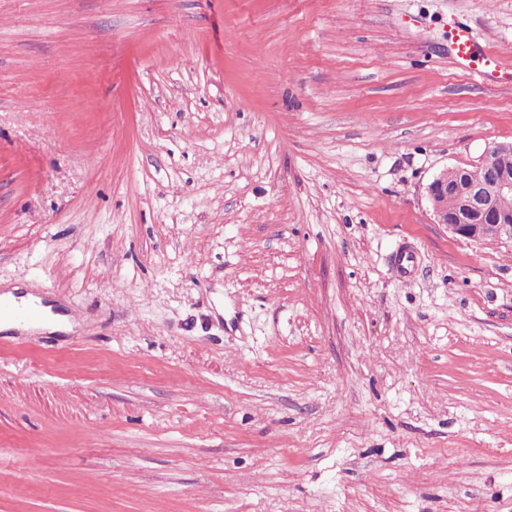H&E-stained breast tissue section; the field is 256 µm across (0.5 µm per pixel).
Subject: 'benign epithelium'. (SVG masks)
Masks as SVG:
<instances>
[{
  "instance_id": "obj_1",
  "label": "benign epithelium",
  "mask_w": 512,
  "mask_h": 512,
  "mask_svg": "<svg viewBox=\"0 0 512 512\" xmlns=\"http://www.w3.org/2000/svg\"><path fill=\"white\" fill-rule=\"evenodd\" d=\"M512 151V142L496 143L487 149L473 178L464 168L448 167L428 185V196L437 223L465 240H512V173L501 168L496 157ZM456 208L446 209L448 199Z\"/></svg>"
}]
</instances>
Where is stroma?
Returning a JSON list of instances; mask_svg holds the SVG:
<instances>
[{"instance_id": "35a3bbf8", "label": "stroma", "mask_w": 512, "mask_h": 512, "mask_svg": "<svg viewBox=\"0 0 512 512\" xmlns=\"http://www.w3.org/2000/svg\"><path fill=\"white\" fill-rule=\"evenodd\" d=\"M512 0H0V512H512ZM416 250L398 279L393 253ZM453 49L459 62L482 80H497L494 74L499 72L496 56L476 40L473 31L458 26L453 36ZM512 142L495 143L479 165L480 176L468 169L448 167L429 183L428 196L438 224L465 240H512ZM453 198L456 208L448 212L443 203ZM27 300L29 301V307L34 308L36 311V316L30 317L29 321L25 322L26 324H24V326L28 325L32 328H44L50 331L71 328V324L66 317L51 314L50 306L41 305L40 299L29 296ZM35 301L38 302V305L34 304Z\"/></svg>"}]
</instances>
